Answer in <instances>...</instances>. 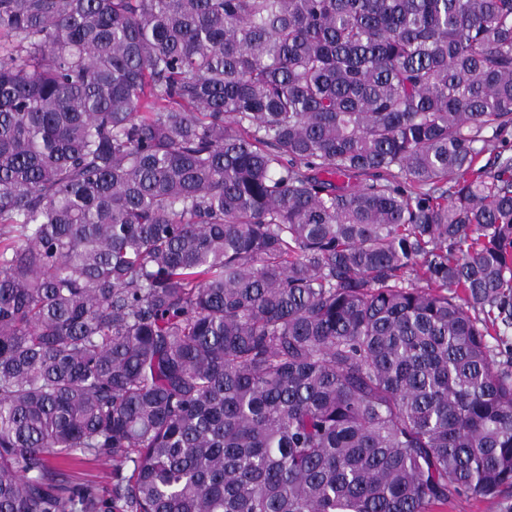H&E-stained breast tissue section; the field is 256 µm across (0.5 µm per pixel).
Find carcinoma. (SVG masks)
<instances>
[{
	"mask_svg": "<svg viewBox=\"0 0 512 512\" xmlns=\"http://www.w3.org/2000/svg\"><path fill=\"white\" fill-rule=\"evenodd\" d=\"M509 132L512 0H0V512L512 490ZM70 474L76 482H95L105 493L112 484V466L102 461L79 464L70 470Z\"/></svg>",
	"mask_w": 512,
	"mask_h": 512,
	"instance_id": "carcinoma-1",
	"label": "carcinoma"
}]
</instances>
